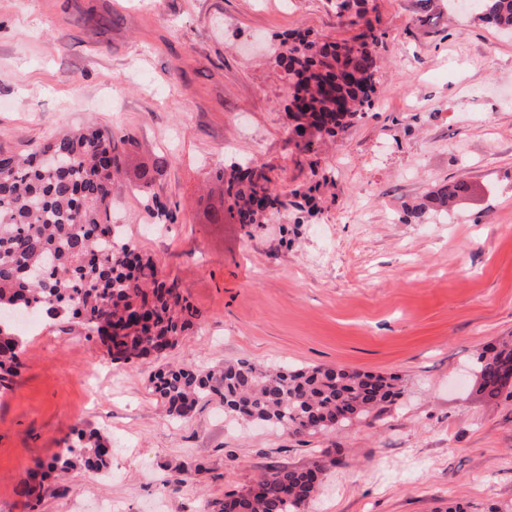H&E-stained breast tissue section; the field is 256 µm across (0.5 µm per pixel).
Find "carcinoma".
Wrapping results in <instances>:
<instances>
[{
    "mask_svg": "<svg viewBox=\"0 0 512 512\" xmlns=\"http://www.w3.org/2000/svg\"><path fill=\"white\" fill-rule=\"evenodd\" d=\"M478 18L512 31V0H481ZM357 41L321 47L303 36L289 48L292 81L290 133L314 128L329 136L351 124L375 101L377 48L384 34L356 11ZM122 158L112 133L89 126L62 133L26 157L0 150V387L19 377L21 325L27 318L64 317L101 337L114 363L160 362L149 383L168 417H188L201 401L224 413L267 422L295 434H317L363 416L400 394L398 378L332 366L268 369L248 360L214 366L165 363L198 318L174 281L155 261L135 252L111 224L112 186ZM225 192L241 224H262L286 207L268 179L246 163L236 166ZM469 190L444 186L407 207L418 221L448 196ZM490 398L512 384V339L475 360ZM112 465V441L95 428H78L66 449L35 463L19 495L40 502L41 483L75 469L92 473ZM325 471L317 460L304 469L274 465L247 492L229 495L217 512H305Z\"/></svg>",
    "mask_w": 512,
    "mask_h": 512,
    "instance_id": "1",
    "label": "carcinoma"
}]
</instances>
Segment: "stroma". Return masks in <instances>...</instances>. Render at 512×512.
<instances>
[{
    "label": "stroma",
    "mask_w": 512,
    "mask_h": 512,
    "mask_svg": "<svg viewBox=\"0 0 512 512\" xmlns=\"http://www.w3.org/2000/svg\"><path fill=\"white\" fill-rule=\"evenodd\" d=\"M360 7L385 34L375 104L336 136L294 142L283 59L299 34L355 41L336 0H0V149L86 123L112 132V221L201 313L173 362L337 365L403 386L315 435L211 402L172 421L150 365L44 321L0 388V512H212L270 466L318 459L306 512H512V397H484L473 369L512 336V34L448 0ZM245 161L286 209L207 223L206 184ZM458 181L466 198L405 221V205ZM152 201L175 223H157ZM81 423L110 437V475L75 470L31 506L20 481Z\"/></svg>",
    "instance_id": "35a3bbf8"
}]
</instances>
